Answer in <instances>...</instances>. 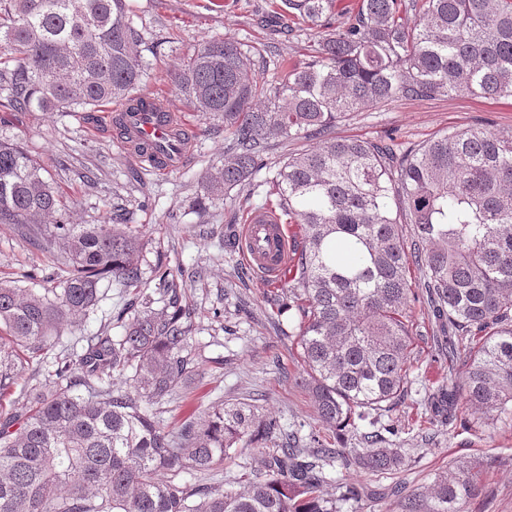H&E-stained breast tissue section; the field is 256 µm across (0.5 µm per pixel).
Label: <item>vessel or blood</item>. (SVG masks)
<instances>
[{
    "mask_svg": "<svg viewBox=\"0 0 512 512\" xmlns=\"http://www.w3.org/2000/svg\"><path fill=\"white\" fill-rule=\"evenodd\" d=\"M182 129V123L154 98L146 111L128 114L122 141L145 166L168 173L182 163L190 148ZM288 241L286 225L267 212H253L244 233L245 257L264 277L277 279L288 263Z\"/></svg>",
    "mask_w": 512,
    "mask_h": 512,
    "instance_id": "b4317fda",
    "label": "vessel or blood"
}]
</instances>
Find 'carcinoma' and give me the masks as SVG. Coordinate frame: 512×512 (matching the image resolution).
I'll return each instance as SVG.
<instances>
[{
    "label": "carcinoma",
    "instance_id": "cac0c4a2",
    "mask_svg": "<svg viewBox=\"0 0 512 512\" xmlns=\"http://www.w3.org/2000/svg\"><path fill=\"white\" fill-rule=\"evenodd\" d=\"M335 5L272 2L260 23L288 29L297 19L314 38L312 59L279 80L258 84L254 58L266 49L249 39H207L171 73L175 90L224 120L230 136L198 204L262 186L271 141L319 136L278 162L270 183L275 208L302 230L285 287L301 383L321 424L355 432L404 397L418 300L445 336L448 387L436 404L447 420L468 410L512 418V130H450L389 147L331 133L353 112L402 98L512 99V0H362L341 29ZM411 7L418 17L408 21ZM141 42L129 0H0V106L73 112L121 102L135 112L147 99L134 94L147 72ZM46 173L19 144L0 142V224L38 250L58 249L67 268L43 294L0 282V394L97 304L103 279L142 284L143 242L127 225L45 223L60 207ZM156 279L162 306L146 300L128 319L121 311V335L87 338L52 386L0 414V512H336L326 467L390 475L405 466L393 428L362 433V448H336L315 429L309 447L295 448L279 420L246 402L167 429L159 405L194 372V322L177 274L161 266ZM105 370L126 389L100 384ZM240 444L271 445L263 471L242 473L237 489L197 482ZM456 469L429 499L403 497L401 512H465L479 470L461 460Z\"/></svg>",
    "mask_w": 512,
    "mask_h": 512
}]
</instances>
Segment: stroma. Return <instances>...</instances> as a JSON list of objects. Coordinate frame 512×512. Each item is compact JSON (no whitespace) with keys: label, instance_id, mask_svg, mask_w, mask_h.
<instances>
[{"label":"stroma","instance_id":"obj_1","mask_svg":"<svg viewBox=\"0 0 512 512\" xmlns=\"http://www.w3.org/2000/svg\"><path fill=\"white\" fill-rule=\"evenodd\" d=\"M130 18L142 35L139 47L149 68L141 92L163 99L167 110L189 121L192 151L182 166L158 175L137 162L114 139L110 119L99 112H15L0 107V140L22 144L47 169L61 196L59 218L70 224L138 226L145 241L139 254L141 276L154 301V270H179L178 282L194 312L193 345L199 364L185 388L161 407L166 425L175 427L194 410L220 402L245 401L271 413L300 437L318 429L307 392L297 379L303 372L297 344V319L283 310L285 288L271 285L245 261L243 227L255 210L247 190L233 191L206 206H195L207 171L224 157V123L201 117L170 82L177 62L203 40L249 38L274 46L292 64L306 62L311 41L304 32L260 26L258 16L270 0H130ZM491 124L512 130V101L497 103L457 95L400 100L351 113L333 130L335 136L387 143L396 137L418 144L447 130ZM52 271L46 255L28 246L7 224H0V279L43 292ZM130 298L115 283L100 285V301L78 326L66 329L39 360L26 365L10 391L0 396V412L25 407L31 390L48 384L59 362L81 352L84 339L102 333L121 335L117 313ZM414 350L408 392L382 423L398 425L394 442L405 449L407 465L395 475H371L333 468L336 512H401L400 500L425 496L435 478L458 460L477 462L483 471L478 497L467 512H512V420L485 426L456 420L424 430L419 426L429 396L448 384V364L437 355L435 318L427 305L410 310ZM262 451L242 445L222 468L206 479L235 487L243 469H256ZM366 486L374 498L338 500L340 488Z\"/></svg>","mask_w":512,"mask_h":512}]
</instances>
